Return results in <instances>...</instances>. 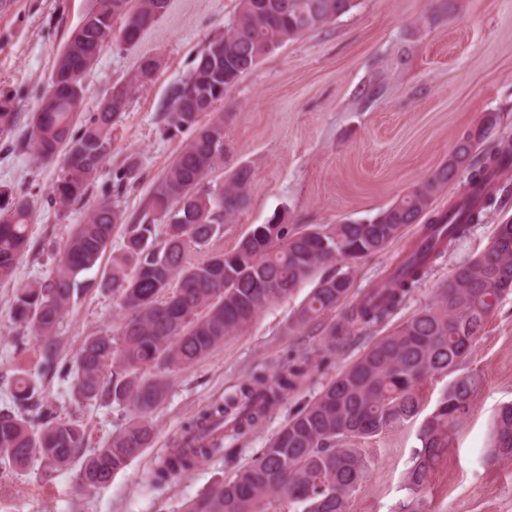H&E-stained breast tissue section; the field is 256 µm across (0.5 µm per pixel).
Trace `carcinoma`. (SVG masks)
I'll return each instance as SVG.
<instances>
[{
  "label": "carcinoma",
  "instance_id": "cac0c4a2",
  "mask_svg": "<svg viewBox=\"0 0 512 512\" xmlns=\"http://www.w3.org/2000/svg\"><path fill=\"white\" fill-rule=\"evenodd\" d=\"M141 6L139 30L166 13L169 0H92L80 25L59 54L45 93V111L33 114L25 135L33 160L59 164L51 195L64 212L85 200L106 157L112 129L134 89L149 82L140 61L119 85L117 105L102 101L82 119L84 78L103 47L114 39L133 47L139 35L123 36L129 15L122 2ZM238 0L224 33L212 37L193 61L189 75L171 89L165 131H192L154 183L142 215L127 221L104 197L60 249L57 270L44 281L16 288L11 319L43 344V365L69 383L78 405L104 402L134 416L99 447L83 451L88 435L82 420L62 419L42 397L36 376L19 369L9 383L10 405L0 409V474L22 471L38 461L43 474L75 470L79 491L99 489L153 446V412L168 395L169 374L206 357L224 338L246 329L268 304L284 299L303 281L317 278L290 324L303 329L336 310L351 288L357 261L384 250L404 228L417 236L394 269L325 328L322 341L273 373L259 372L224 403L192 418L152 471L162 486L221 453L224 429L245 434L293 392L311 369L326 364L350 337L372 334L402 306L428 269L499 207L498 178L512 169V141L483 148L499 124L486 112L463 130L445 160L368 221L315 224L293 230L273 213L255 224L230 252H210L199 263L190 250H204L246 208L251 168L232 171L220 187L208 178L224 164V113L216 111L224 90L266 56L320 29L356 7L355 0ZM121 27H116L117 21ZM118 34H113V29ZM208 120H203V117ZM130 158L115 173L119 185L136 181ZM458 195L445 212H431L437 196L454 181ZM30 202L0 189V280L12 277L32 247ZM124 250L99 282L115 296L121 322L115 334L85 337L73 360L57 366L56 334L73 301L78 274L92 269L115 228ZM512 294V221L496 232L478 256L460 263L438 287L435 300L371 342L348 368L323 386L288 419L269 445L229 479H220L179 512H350L352 496L366 478L355 442L375 438L418 420L424 382L454 375L417 431L419 446L406 472L407 497L399 512H424L426 487L445 455L450 432L467 419L482 386L474 371L462 370L486 320L502 297ZM512 454V403L495 419L489 458Z\"/></svg>",
  "mask_w": 512,
  "mask_h": 512
}]
</instances>
